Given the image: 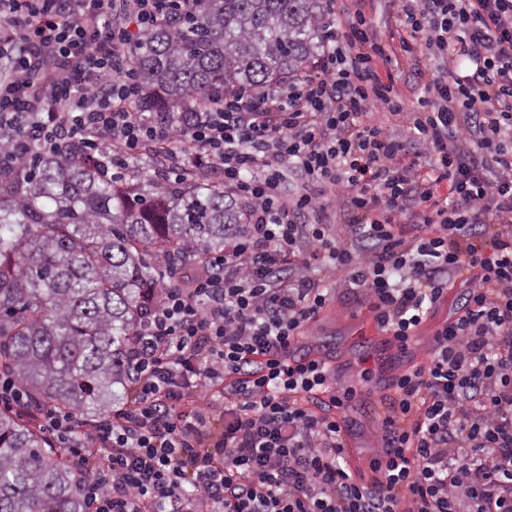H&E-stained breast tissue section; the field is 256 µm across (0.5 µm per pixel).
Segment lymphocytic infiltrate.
Segmentation results:
<instances>
[{"label":"lymphocytic infiltrate","instance_id":"obj_1","mask_svg":"<svg viewBox=\"0 0 512 512\" xmlns=\"http://www.w3.org/2000/svg\"><path fill=\"white\" fill-rule=\"evenodd\" d=\"M396 4L414 107L377 70L365 0H341L320 58L277 88L145 112L129 48L193 0H0V155L77 144L116 180L149 148L168 180L220 171L245 215L147 294L122 404L83 420L0 374V405L69 451L90 512H512V0ZM460 277L355 479L353 379L279 354L340 288L407 351ZM229 375L253 383L228 395Z\"/></svg>","mask_w":512,"mask_h":512}]
</instances>
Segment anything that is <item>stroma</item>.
I'll return each mask as SVG.
<instances>
[{
    "label": "stroma",
    "mask_w": 512,
    "mask_h": 512,
    "mask_svg": "<svg viewBox=\"0 0 512 512\" xmlns=\"http://www.w3.org/2000/svg\"><path fill=\"white\" fill-rule=\"evenodd\" d=\"M365 14L384 37V45L392 53L391 72L398 90L406 102H415L418 91L411 75V61L399 53L398 41L391 38L398 27L393 0H367ZM465 290L464 283H451L447 298L427 318L416 342L404 353L378 331L367 307L352 295L336 293L330 305L312 323L309 345L329 353L339 373L358 380L356 396L346 410L348 461L352 472L363 471L365 458L378 445L375 417L384 408L389 379L420 362L432 334L454 315ZM364 370L368 371L369 378L362 381L358 375Z\"/></svg>",
    "instance_id": "obj_1"
}]
</instances>
